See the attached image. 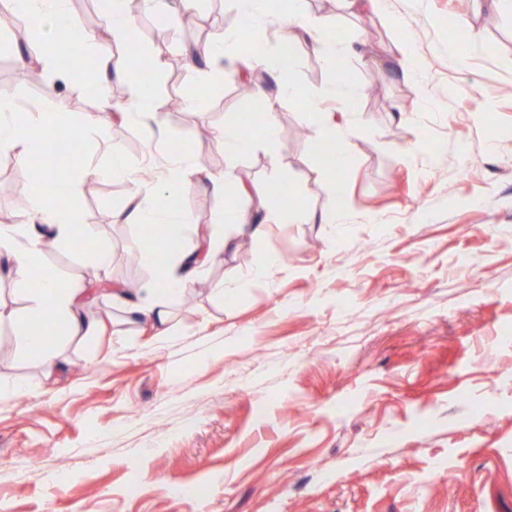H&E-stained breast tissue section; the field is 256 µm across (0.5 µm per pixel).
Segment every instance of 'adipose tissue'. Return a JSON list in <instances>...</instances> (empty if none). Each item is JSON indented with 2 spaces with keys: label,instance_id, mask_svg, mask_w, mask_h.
<instances>
[{
  "label": "adipose tissue",
  "instance_id": "adipose-tissue-1",
  "mask_svg": "<svg viewBox=\"0 0 512 512\" xmlns=\"http://www.w3.org/2000/svg\"><path fill=\"white\" fill-rule=\"evenodd\" d=\"M17 20L26 26L45 28L50 39L64 40L84 45L90 51V59L95 65L101 81H109L113 72H126L133 64L128 60L113 59L108 47L109 41L124 40L133 21L126 8V0H99L101 13L107 23L108 40H101L83 28L70 17L66 7L67 0H6ZM289 21L301 25L313 50L325 57H337L355 53L353 42H341L326 35L332 25L330 17H309L307 0H289ZM276 86L279 96L287 98H305L309 104L312 125L320 132L318 142L325 147L332 168L347 167L351 158V149L347 140L345 126L334 116L321 112L317 106L318 97L333 98L344 102L348 113L357 114V94L344 86H329L320 95L305 93L295 82L292 73L279 69L276 73ZM124 118L136 117L149 123L152 130L163 129L159 113L147 108L141 100L137 84H129L126 100L113 104L109 100H100L94 111L85 113L78 127L85 132L98 133L107 125L111 114ZM74 126L60 112H22L16 104L0 97V153L12 156L22 164L32 163L47 148L50 142L63 140L71 136ZM122 181L129 186V206L124 219L130 224L163 223L174 233H181L186 221L185 215L177 209L176 202L187 191L205 186L214 196L221 197L229 189L240 186V177L234 168H226L219 173L205 174L195 169L186 157L173 160L170 169L163 171L151 185H144L136 179L120 155H113L111 163L101 169H80L72 180L73 191H80L89 178ZM51 177L38 179L30 189L31 205L23 219L16 224L0 225V251L8 253L13 259L14 272L20 280H27L31 269L40 264L44 244L53 241L58 244L69 243L75 235L84 232L75 207L65 199L58 198L51 190ZM160 194L167 202L164 210L153 212L141 204V197L150 193ZM210 250L201 253H181L180 258L187 271L186 276L175 279L163 275L151 284L149 294L153 304L147 310L132 306V313L146 312L147 316L158 324L168 319L167 305L170 301L185 293L191 286V269L199 258L210 257ZM29 306L26 319L17 321L14 334L25 350L38 354L44 361H53L55 352L46 343L49 334L44 326L45 314H52L59 325L62 336L83 334L93 335L95 324L83 317L79 306V291L58 274L43 272L39 288L28 294Z\"/></svg>",
  "mask_w": 512,
  "mask_h": 512
}]
</instances>
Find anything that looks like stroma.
I'll return each instance as SVG.
<instances>
[{
	"instance_id": "obj_1",
	"label": "stroma",
	"mask_w": 512,
	"mask_h": 512,
	"mask_svg": "<svg viewBox=\"0 0 512 512\" xmlns=\"http://www.w3.org/2000/svg\"><path fill=\"white\" fill-rule=\"evenodd\" d=\"M308 10L364 50L335 62L303 37L293 48L303 89L342 66L359 92L336 223L315 219L327 163L307 102L275 98L268 77V98L240 99L254 73L229 58L205 92L183 66L240 29L238 0H200L190 29L135 11L138 46H113L155 60L164 139L118 119L41 158L66 189L69 148L90 168L120 152L140 175L186 147L198 170L234 164L258 190L290 184L296 203L253 236L223 223L224 199L187 192L182 248L216 234L233 245L171 303L162 334L121 293L157 276L141 259L144 225L119 218L127 186L89 180L76 206L90 235L49 246L42 264L84 288L98 332L56 338L50 368L12 334L29 301L0 256V512H512V12L495 0H389L381 19L340 0ZM400 42L422 62L411 81L391 62ZM27 43L0 10V96L20 110L75 119L125 80L49 87L16 62ZM452 43L469 48L457 68ZM174 96L185 111H167ZM253 112L273 114L276 141L227 161L217 132ZM33 178L0 155V225L28 210ZM101 247L103 271L85 260Z\"/></svg>"
}]
</instances>
